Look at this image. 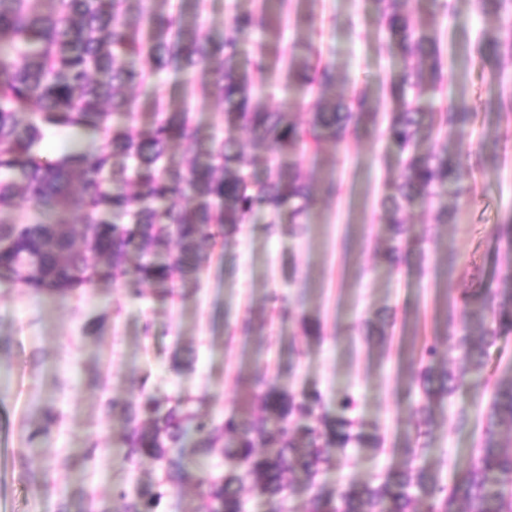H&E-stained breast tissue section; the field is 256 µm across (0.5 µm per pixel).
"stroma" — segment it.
Wrapping results in <instances>:
<instances>
[{
	"instance_id": "1",
	"label": "stroma",
	"mask_w": 512,
	"mask_h": 512,
	"mask_svg": "<svg viewBox=\"0 0 512 512\" xmlns=\"http://www.w3.org/2000/svg\"><path fill=\"white\" fill-rule=\"evenodd\" d=\"M262 0H156L159 11L182 12L188 23L221 36L235 9H251ZM442 0H408L407 10L422 22H438L452 47L457 66L433 93L435 106L469 101L468 121L447 137L425 135L420 152L447 146L451 152H475L478 165L467 169L471 192L448 221L436 223L435 210L416 202L407 214L412 228L398 263L385 255L389 229L384 200L399 173L395 145L385 136L395 106L390 86L400 74L393 49L378 31L373 0H290L286 15L270 5L269 16H281L275 31L256 29L242 44L250 58L257 43L266 45L267 68L255 74L272 106L285 108L291 119L305 122L313 104L297 85L277 79L281 58L314 45L336 68L337 95L369 87L380 101L376 118L360 126L341 147L323 144L299 158L274 147L254 149L252 137L236 128L249 170L266 174L267 162H299L316 195L311 222L296 234L287 218L270 224L267 213L217 246L196 280L177 285L162 298L147 291L128 296L119 282H101L67 297H40L25 288H0V512H91L94 504L113 507L112 488L149 483L151 464L135 474L119 466L120 414L104 411L107 401L136 400L142 390L186 393L208 400L209 412L221 415L240 406L256 377L279 388L302 392L318 389L326 406L352 395L359 429L376 435L378 448L337 449L343 462L323 472L334 491L365 483L398 468L404 446L419 449L414 464L451 481L464 472L482 432L481 408L469 386L459 387L429 434L418 435V388L398 369L400 354L412 342L429 339L449 350V366L463 364L452 346L461 331L479 338L481 330L463 309L447 314L449 297L500 288L512 277V250L497 239L500 224L512 219V136H504L490 108L497 77L512 78V57L476 64L471 56L479 40L512 24V15L479 14L471 0H455L446 15ZM137 125L150 128L154 104L183 105L184 89L172 75L140 86ZM341 185L339 195L325 194L329 179ZM396 319L389 338L369 340L365 320L379 310ZM319 320L321 334L303 336L300 316ZM183 365L172 370V355ZM472 410V421L457 428L459 407ZM59 420L50 437L28 451L32 422L45 410ZM103 452L95 465L82 456L88 440ZM46 472V483L33 490L30 473ZM95 500L82 498V490Z\"/></svg>"
}]
</instances>
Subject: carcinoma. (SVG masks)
I'll return each mask as SVG.
<instances>
[{
  "mask_svg": "<svg viewBox=\"0 0 512 512\" xmlns=\"http://www.w3.org/2000/svg\"><path fill=\"white\" fill-rule=\"evenodd\" d=\"M476 11H511L512 0H471ZM378 21L401 58V77L390 87L399 102L386 135L400 152V174L389 206L392 235L387 254L398 259L408 233L405 211L416 199L447 196L460 202L463 170L471 154L418 151L423 132L437 118L441 129L468 120L464 100L436 112L422 99V85L443 86L453 56H445L442 33L426 28L405 10V0H376ZM270 26L265 7L235 10L215 39L179 14L159 13L153 0H0V287L26 288L39 296H69L112 279L139 298L152 284L161 295L175 282L193 280L217 245L259 211L276 223L286 213L293 224L310 223L313 197L301 169L271 163L257 180L235 140L205 133L186 109L158 105L152 128L135 121L138 103L130 89L167 73L180 76L193 93L224 103V116L249 131L257 145L288 154L317 152L323 143L340 145L371 114L378 99L368 89L350 102L329 96L336 70L315 50L293 54L284 77L314 98L305 126L270 106L252 78L265 69V52L241 61L238 46ZM512 55V27L480 40L478 61ZM73 130L101 137L81 149L50 155L48 136ZM177 141L202 143L205 161L174 168L166 159ZM190 193L192 204L179 197ZM81 232H76V224ZM482 330L475 341L465 333L456 348L466 359L456 374L442 366L439 347L424 341L407 366L419 382L423 424L464 384L487 398L485 426L465 476L444 484L410 461L378 483L336 494L320 476L336 465L332 449L371 439L355 431L354 399H336L329 414L322 394L299 395L258 378L239 409L222 416L201 410L189 395L142 391L121 404L122 463L131 471L148 460L157 475L148 486L120 487L115 512H167L171 493L192 484L197 512H245V480L273 504L291 495L297 477L311 492V512H512V448L499 441L512 434V372L490 381L484 376L487 348L512 332V280L470 311ZM58 416L50 411L32 425L28 443L46 437Z\"/></svg>",
  "mask_w": 512,
  "mask_h": 512,
  "instance_id": "cac0c4a2",
  "label": "carcinoma"
}]
</instances>
